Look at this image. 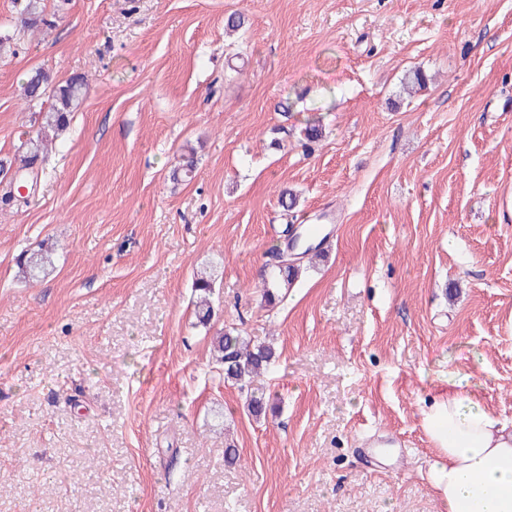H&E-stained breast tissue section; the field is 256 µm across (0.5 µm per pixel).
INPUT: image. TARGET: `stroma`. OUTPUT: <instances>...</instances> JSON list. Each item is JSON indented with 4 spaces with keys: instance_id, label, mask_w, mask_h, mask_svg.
<instances>
[{
    "instance_id": "obj_1",
    "label": "stroma",
    "mask_w": 512,
    "mask_h": 512,
    "mask_svg": "<svg viewBox=\"0 0 512 512\" xmlns=\"http://www.w3.org/2000/svg\"><path fill=\"white\" fill-rule=\"evenodd\" d=\"M45 3L0 56V158L36 126L28 72L88 94L28 202L0 199V512H447L423 410L512 420V0ZM322 214L265 302L285 225ZM45 240L54 271L18 281ZM229 328L275 347L265 417L213 356ZM300 267L296 264L280 263L275 265L270 272H264L263 297L265 301L275 300L277 291L283 286H290L299 276ZM217 266L207 265L197 271L193 288L200 294V300L197 302V318L201 324H208L213 315V307L209 296L213 290V284L217 277Z\"/></svg>"
}]
</instances>
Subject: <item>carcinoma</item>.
<instances>
[{
    "instance_id": "carcinoma-1",
    "label": "carcinoma",
    "mask_w": 512,
    "mask_h": 512,
    "mask_svg": "<svg viewBox=\"0 0 512 512\" xmlns=\"http://www.w3.org/2000/svg\"><path fill=\"white\" fill-rule=\"evenodd\" d=\"M20 28L13 34L0 35V51L11 47L13 41L29 31L50 26L46 19L44 0H19ZM87 93L84 77L72 76L64 81H55L46 71L37 69L31 72L23 87V95L28 108L36 110L39 125L36 131L26 134L15 147L14 157L0 160V172H12V181L25 180L34 173V168L46 162L52 141L47 132L63 131L70 125L72 113L82 104ZM50 99L48 108H43L44 99ZM195 169L194 155L182 156V164L172 172L176 181L191 178ZM55 246L42 243L33 250H25L17 258L18 277L23 282H32L50 274L54 269ZM216 266L208 265L197 271L193 288L199 292L197 318L207 324L213 315L209 296L216 279ZM300 267L296 264L280 262L269 272L264 273L263 297L266 301L275 300L277 291L291 285L299 276ZM213 349L217 361L224 371V379L245 388L257 377L270 372L276 361L274 348L266 344H253L235 330L226 329L214 337ZM269 400L264 393L252 391L248 394V409L256 417L266 415Z\"/></svg>"
}]
</instances>
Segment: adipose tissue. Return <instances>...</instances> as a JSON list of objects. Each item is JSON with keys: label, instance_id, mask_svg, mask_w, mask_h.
<instances>
[{"label": "adipose tissue", "instance_id": "ef3b65f1", "mask_svg": "<svg viewBox=\"0 0 512 512\" xmlns=\"http://www.w3.org/2000/svg\"><path fill=\"white\" fill-rule=\"evenodd\" d=\"M423 426L444 458L431 480L448 512H512V424L456 393L434 398Z\"/></svg>", "mask_w": 512, "mask_h": 512}]
</instances>
